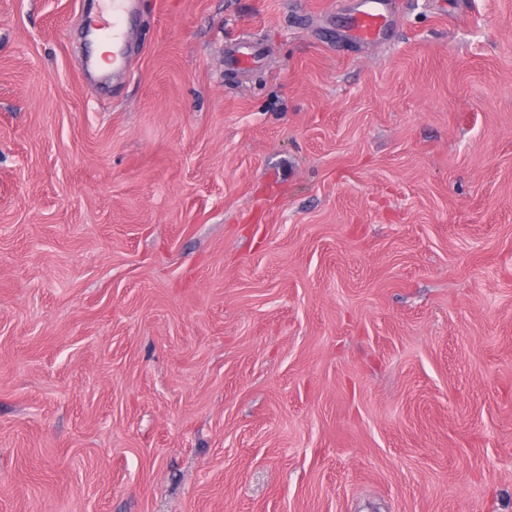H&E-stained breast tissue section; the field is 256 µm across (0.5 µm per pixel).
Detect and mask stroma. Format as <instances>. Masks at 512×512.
<instances>
[{
	"label": "stroma",
	"instance_id": "35a3bbf8",
	"mask_svg": "<svg viewBox=\"0 0 512 512\" xmlns=\"http://www.w3.org/2000/svg\"><path fill=\"white\" fill-rule=\"evenodd\" d=\"M97 2L0 0V512H512V0ZM112 2V21L105 23L102 33L112 38V44L103 43L98 50L99 66L106 68L107 63L102 55L112 51V70L124 69L129 62L128 51L125 47L126 25L133 13L137 0H108ZM396 0H361L349 30L354 40L377 43L383 39L391 21Z\"/></svg>",
	"mask_w": 512,
	"mask_h": 512
}]
</instances>
